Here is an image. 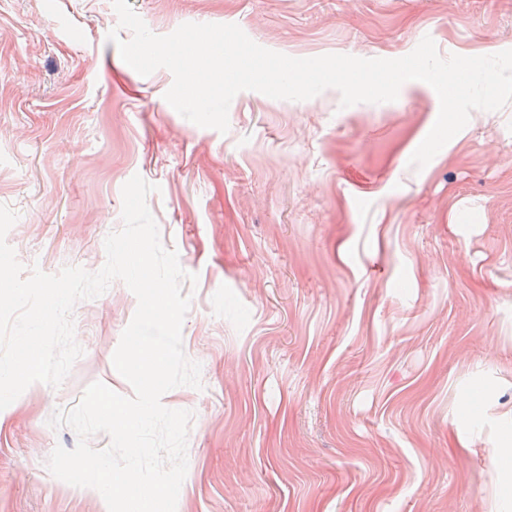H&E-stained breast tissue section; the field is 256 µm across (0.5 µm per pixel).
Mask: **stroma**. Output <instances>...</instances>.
I'll use <instances>...</instances> for the list:
<instances>
[{"label":"stroma","mask_w":512,"mask_h":512,"mask_svg":"<svg viewBox=\"0 0 512 512\" xmlns=\"http://www.w3.org/2000/svg\"><path fill=\"white\" fill-rule=\"evenodd\" d=\"M155 34L236 24L297 58L512 49V0H128ZM112 0H0V204L25 270H100L123 185L155 184L163 245L197 274L182 328L201 388L176 512H512V102L471 113L422 170L440 108L421 81L342 107L237 94L229 131L163 98L107 34ZM117 29V28H116ZM137 308L122 281L73 311L83 350L0 410V512H108L54 477L48 420L96 381Z\"/></svg>","instance_id":"stroma-1"}]
</instances>
